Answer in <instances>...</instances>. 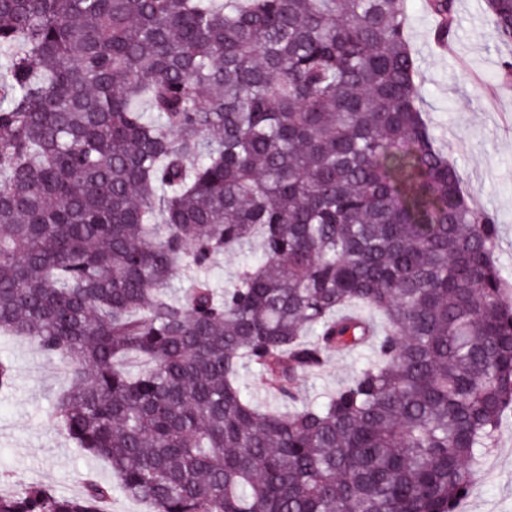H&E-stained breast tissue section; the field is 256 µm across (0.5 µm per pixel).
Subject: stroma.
Masks as SVG:
<instances>
[{
  "mask_svg": "<svg viewBox=\"0 0 512 512\" xmlns=\"http://www.w3.org/2000/svg\"><path fill=\"white\" fill-rule=\"evenodd\" d=\"M454 16L448 50L440 52L437 20L426 0H408L406 33L418 62L421 108L471 203L494 217L496 262L512 280V79L501 77L512 63V47L501 44L487 23L484 0H454ZM1 355L14 362L16 387L0 396V490L44 485L73 496L87 475L111 481L105 461L82 456L47 421L51 399L68 384L62 363L18 339H0ZM367 355L364 348L332 355L320 372L302 377L304 400H323ZM457 512H512V416L504 419Z\"/></svg>",
  "mask_w": 512,
  "mask_h": 512,
  "instance_id": "1",
  "label": "stroma"
}]
</instances>
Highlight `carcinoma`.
<instances>
[{"instance_id":"cac0c4a2","label":"carcinoma","mask_w":512,"mask_h":512,"mask_svg":"<svg viewBox=\"0 0 512 512\" xmlns=\"http://www.w3.org/2000/svg\"><path fill=\"white\" fill-rule=\"evenodd\" d=\"M486 5L512 44V0ZM407 7L0 0V336L66 362L49 419L116 480L0 512H106L115 487L152 512H457L512 412V287L423 116ZM428 7L448 36L453 0ZM220 253L255 256L221 291ZM368 349L333 354L326 366L317 373L304 375L300 382L301 395L306 402L322 401L328 392L349 380L365 363Z\"/></svg>"}]
</instances>
